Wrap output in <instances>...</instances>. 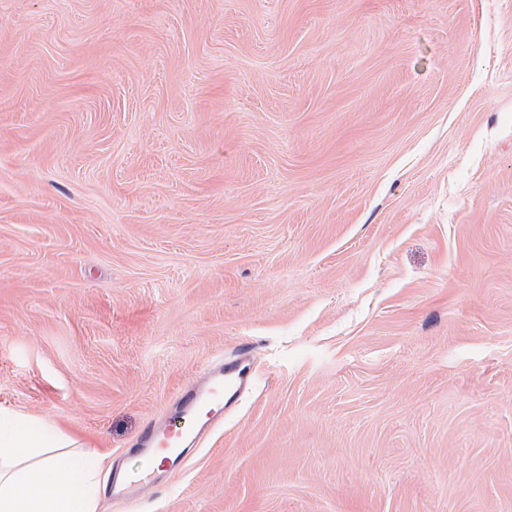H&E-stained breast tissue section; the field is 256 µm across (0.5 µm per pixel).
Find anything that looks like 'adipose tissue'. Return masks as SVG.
Returning <instances> with one entry per match:
<instances>
[{"label": "adipose tissue", "mask_w": 512, "mask_h": 512, "mask_svg": "<svg viewBox=\"0 0 512 512\" xmlns=\"http://www.w3.org/2000/svg\"><path fill=\"white\" fill-rule=\"evenodd\" d=\"M54 421L0 410V512H96L99 463Z\"/></svg>", "instance_id": "1"}]
</instances>
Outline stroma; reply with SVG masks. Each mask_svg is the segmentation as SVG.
<instances>
[{"label":"stroma","mask_w":512,"mask_h":512,"mask_svg":"<svg viewBox=\"0 0 512 512\" xmlns=\"http://www.w3.org/2000/svg\"><path fill=\"white\" fill-rule=\"evenodd\" d=\"M133 512H512V0H0V408ZM200 381L176 395L174 408L180 413L208 418L194 426L188 423L179 430H167L161 422L148 423L133 442L129 452L141 459L135 471L114 474L108 492L127 505L137 502L139 489L150 483L166 484L171 475L179 472L191 453L224 418L233 413L236 405L255 388L257 370L247 352L233 356L218 355L205 367ZM162 457L161 465L156 466Z\"/></svg>","instance_id":"obj_1"}]
</instances>
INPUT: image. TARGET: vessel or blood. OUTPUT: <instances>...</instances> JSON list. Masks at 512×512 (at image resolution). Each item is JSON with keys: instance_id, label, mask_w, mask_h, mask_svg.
I'll use <instances>...</instances> for the list:
<instances>
[{"instance_id": "1", "label": "vessel or blood", "mask_w": 512, "mask_h": 512, "mask_svg": "<svg viewBox=\"0 0 512 512\" xmlns=\"http://www.w3.org/2000/svg\"><path fill=\"white\" fill-rule=\"evenodd\" d=\"M256 381L257 370L247 352L211 360L200 381L182 390L173 401L177 411L190 417L203 416V423L177 430L166 429L159 422L148 423L130 448L140 458V468L114 474L109 493L132 506L143 485L168 482L171 475L182 469L189 455L252 392Z\"/></svg>"}]
</instances>
